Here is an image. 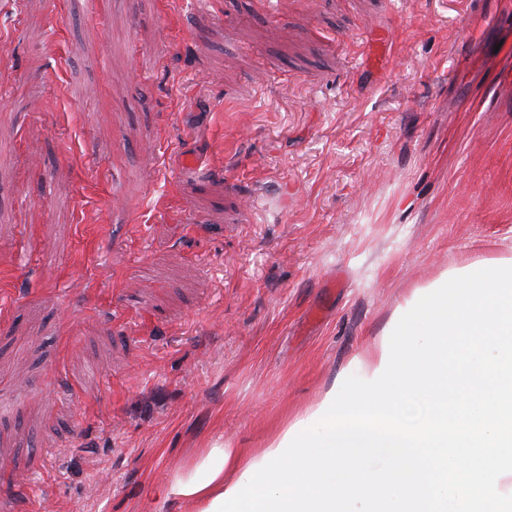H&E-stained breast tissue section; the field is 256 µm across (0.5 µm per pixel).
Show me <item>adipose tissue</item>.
Returning <instances> with one entry per match:
<instances>
[{
    "mask_svg": "<svg viewBox=\"0 0 512 512\" xmlns=\"http://www.w3.org/2000/svg\"><path fill=\"white\" fill-rule=\"evenodd\" d=\"M262 459L259 452L214 444L171 478L161 490L162 497L182 507L183 512H208L214 498L230 491L243 473Z\"/></svg>",
    "mask_w": 512,
    "mask_h": 512,
    "instance_id": "adipose-tissue-1",
    "label": "adipose tissue"
}]
</instances>
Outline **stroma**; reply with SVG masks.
<instances>
[{"mask_svg":"<svg viewBox=\"0 0 512 512\" xmlns=\"http://www.w3.org/2000/svg\"><path fill=\"white\" fill-rule=\"evenodd\" d=\"M0 143V512H179L512 256V0H0ZM391 320H390V322H391ZM388 324L385 327V330L387 328L390 329ZM385 330H383V332H382V334L380 336L379 342H378V344L376 346V349H375V351L372 354H370L368 356L358 355V356H356L354 358L355 361H357V359H358L360 361V363H361V365H360L361 366V370L359 371L360 375L358 374L357 376H362L365 379L366 378H368V379L373 378L372 375H373L374 371L377 368H380L379 366H380V363H381V357H382V353L384 352L383 351V347H382V339H383V334H384ZM354 359L351 362V365H352L351 368L353 369V375H356V372L358 373V370H356L354 368ZM333 389L335 390V387ZM329 391L326 395L330 394ZM326 395L316 407L295 420L294 423L278 434L266 448L257 453L246 452L241 448H225L224 444L218 443H215L212 448H204L190 466L176 473L162 488L161 494L164 501L176 503L186 512H203L209 509L212 501L218 495L231 493L232 487L240 480L241 482H247V479L241 477L246 474V470H250V466L254 464H260L263 456L276 450L279 443L280 445L283 443L285 434L294 424L301 422V420L305 424L306 418L311 417L312 413L318 411ZM325 401L324 403H326Z\"/></svg>","mask_w":512,"mask_h":512,"instance_id":"35a3bbf8","label":"stroma"}]
</instances>
